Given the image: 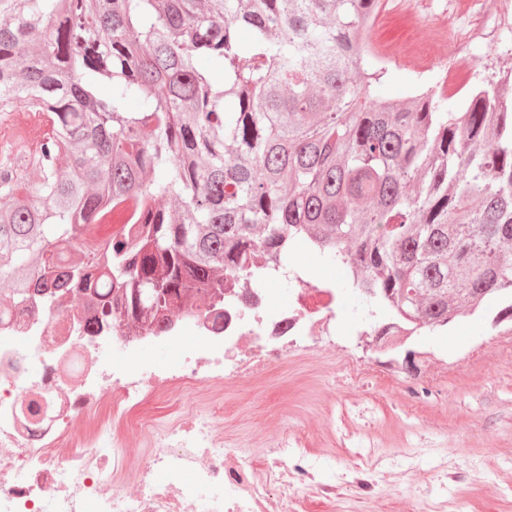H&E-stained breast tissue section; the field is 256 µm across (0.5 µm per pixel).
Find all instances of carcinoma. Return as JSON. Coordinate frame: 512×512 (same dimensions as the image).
Segmentation results:
<instances>
[{
    "label": "carcinoma",
    "instance_id": "cac0c4a2",
    "mask_svg": "<svg viewBox=\"0 0 512 512\" xmlns=\"http://www.w3.org/2000/svg\"><path fill=\"white\" fill-rule=\"evenodd\" d=\"M379 0H0V112L50 128L0 156V301L87 325L224 320V279L304 240L368 317L512 323V73L460 107L372 94ZM39 179L28 184L27 174ZM175 199L179 207L169 201ZM138 235L85 227L127 203Z\"/></svg>",
    "mask_w": 512,
    "mask_h": 512
}]
</instances>
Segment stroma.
Segmentation results:
<instances>
[{"label": "stroma", "instance_id": "stroma-1", "mask_svg": "<svg viewBox=\"0 0 512 512\" xmlns=\"http://www.w3.org/2000/svg\"><path fill=\"white\" fill-rule=\"evenodd\" d=\"M457 2L381 0L371 42L387 69L388 96L446 91L448 66L457 53L468 61L465 76L474 85L512 67V0H481L470 13L460 12ZM288 265L312 282L336 285L335 345L326 350L319 370L260 369L251 388L225 385L224 414L236 426L239 446L252 447L262 434L307 433L342 467L350 462L335 442L342 413L368 405L376 412L370 436L379 447L402 454L423 443L448 452L458 471L484 467L490 479L468 492L470 512H512V502L502 495L512 484V326L466 318L444 333L423 332L408 347L432 353L436 372H410L391 385L372 375L359 378L348 365L357 354L348 332L367 323L362 296L343 268L304 244L290 250ZM414 380L424 390L417 401L405 389ZM438 489L433 470L421 476L408 472L369 501L366 512H396L403 501L415 510Z\"/></svg>", "mask_w": 512, "mask_h": 512}]
</instances>
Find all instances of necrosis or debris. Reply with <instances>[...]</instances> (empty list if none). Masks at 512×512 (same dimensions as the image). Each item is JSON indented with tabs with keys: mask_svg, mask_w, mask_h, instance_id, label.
I'll list each match as a JSON object with an SVG mask.
<instances>
[{
	"mask_svg": "<svg viewBox=\"0 0 512 512\" xmlns=\"http://www.w3.org/2000/svg\"><path fill=\"white\" fill-rule=\"evenodd\" d=\"M336 300L329 283L302 279L278 306L250 279L225 286L223 328L190 316L160 335L113 322L91 333L69 306H10L0 313V512H283L304 492L333 512H362L391 454L363 448L338 470L298 437L239 447L224 420L225 384L249 385L255 364L284 366L298 343L334 336ZM157 341L169 351L164 370L130 375L125 359ZM150 389L187 397L184 418H131ZM187 471L192 481H181Z\"/></svg>",
	"mask_w": 512,
	"mask_h": 512,
	"instance_id": "necrosis-or-debris-1",
	"label": "necrosis or debris"
}]
</instances>
